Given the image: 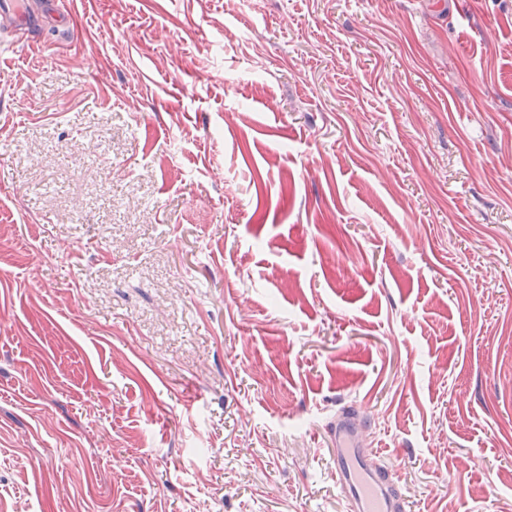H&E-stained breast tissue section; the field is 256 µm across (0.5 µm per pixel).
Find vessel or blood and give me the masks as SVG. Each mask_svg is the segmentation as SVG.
Segmentation results:
<instances>
[{"label":"vessel or blood","instance_id":"vessel-or-blood-1","mask_svg":"<svg viewBox=\"0 0 512 512\" xmlns=\"http://www.w3.org/2000/svg\"><path fill=\"white\" fill-rule=\"evenodd\" d=\"M41 12L18 8L13 0H0V28L17 40L29 39ZM361 423L356 409L341 412L331 433L333 473L342 492L346 512H406V502L393 474L381 464L377 449L365 447L359 437Z\"/></svg>","mask_w":512,"mask_h":512}]
</instances>
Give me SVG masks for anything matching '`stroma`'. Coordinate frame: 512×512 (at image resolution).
Masks as SVG:
<instances>
[{"instance_id":"obj_1","label":"stroma","mask_w":512,"mask_h":512,"mask_svg":"<svg viewBox=\"0 0 512 512\" xmlns=\"http://www.w3.org/2000/svg\"><path fill=\"white\" fill-rule=\"evenodd\" d=\"M0 46V512H512V0H61ZM358 411L341 412L331 433L333 473L346 512H405L406 502L393 474L381 464L377 448H365L359 437Z\"/></svg>"}]
</instances>
